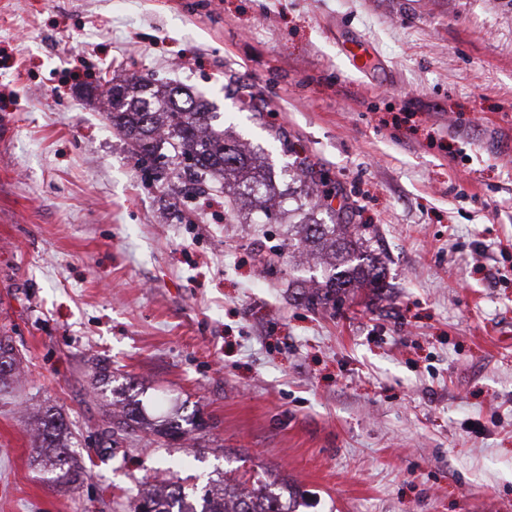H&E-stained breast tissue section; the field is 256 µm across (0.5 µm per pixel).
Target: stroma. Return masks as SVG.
Instances as JSON below:
<instances>
[{
  "label": "stroma",
  "mask_w": 512,
  "mask_h": 512,
  "mask_svg": "<svg viewBox=\"0 0 512 512\" xmlns=\"http://www.w3.org/2000/svg\"><path fill=\"white\" fill-rule=\"evenodd\" d=\"M110 72L202 96L293 208L281 129L385 288L310 309L287 225L146 183L84 91ZM0 336V512H116L171 461L293 512H512V0H0ZM140 403L183 436L109 448ZM48 410L76 484L36 460Z\"/></svg>",
  "instance_id": "obj_1"
}]
</instances>
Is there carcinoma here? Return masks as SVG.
Here are the masks:
<instances>
[{
	"instance_id": "1",
	"label": "carcinoma",
	"mask_w": 512,
	"mask_h": 512,
	"mask_svg": "<svg viewBox=\"0 0 512 512\" xmlns=\"http://www.w3.org/2000/svg\"><path fill=\"white\" fill-rule=\"evenodd\" d=\"M98 101L107 112L112 127L127 140L137 163L159 161L146 177L162 184L171 179L184 180L198 188L215 184L232 187L238 200L260 208L271 218L281 206L284 193L272 180L264 158L226 134L220 115L207 103L183 88L169 83L156 84L136 77L114 75L97 85ZM294 177L305 188L306 205L324 209L330 223L288 225V247L300 255L316 254L324 259L322 281L307 297L312 306H325L355 288L385 287L384 266L376 257L379 239L369 224L351 223L346 202L332 207L341 197L339 188L329 187L324 171L307 157L295 156L291 163ZM17 363L14 348L0 339V384L7 383ZM138 419L136 409L112 415L107 433H125ZM40 443L35 451L40 464L52 474V480L70 485L84 475L74 452L66 443L68 426L52 414L42 422ZM167 482L130 500L128 512H285L274 508L278 495L265 484L247 492L226 485L206 496L201 508L188 502L174 476L166 468Z\"/></svg>"
}]
</instances>
